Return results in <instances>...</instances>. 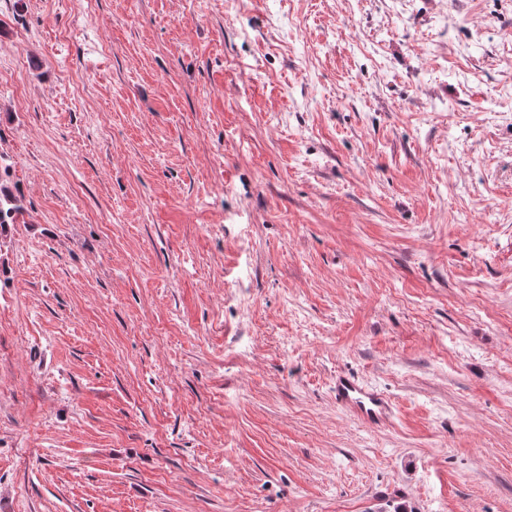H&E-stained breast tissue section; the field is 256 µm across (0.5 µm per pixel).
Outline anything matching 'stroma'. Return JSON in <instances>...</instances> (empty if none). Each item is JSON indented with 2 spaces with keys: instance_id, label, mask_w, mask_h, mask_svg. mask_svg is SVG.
<instances>
[{
  "instance_id": "1",
  "label": "stroma",
  "mask_w": 512,
  "mask_h": 512,
  "mask_svg": "<svg viewBox=\"0 0 512 512\" xmlns=\"http://www.w3.org/2000/svg\"><path fill=\"white\" fill-rule=\"evenodd\" d=\"M0 156V512H512V0H0ZM5 173L0 174V236L8 232L10 225L26 223L27 214L23 197L8 182ZM336 404L371 428H378L395 415V405L383 393L350 374L336 375Z\"/></svg>"
}]
</instances>
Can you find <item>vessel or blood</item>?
<instances>
[{"instance_id": "obj_1", "label": "vessel or blood", "mask_w": 512, "mask_h": 512, "mask_svg": "<svg viewBox=\"0 0 512 512\" xmlns=\"http://www.w3.org/2000/svg\"><path fill=\"white\" fill-rule=\"evenodd\" d=\"M333 393L338 406L369 427H380L395 415L391 400L356 376L337 375Z\"/></svg>"}]
</instances>
